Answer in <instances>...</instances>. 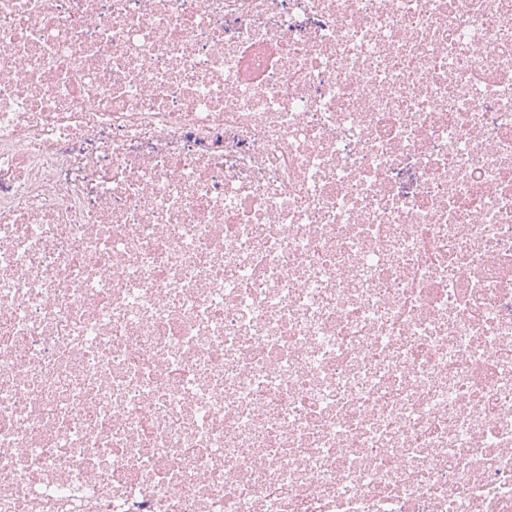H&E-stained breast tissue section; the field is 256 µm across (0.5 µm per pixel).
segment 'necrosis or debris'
Masks as SVG:
<instances>
[{"instance_id": "necrosis-or-debris-1", "label": "necrosis or debris", "mask_w": 512, "mask_h": 512, "mask_svg": "<svg viewBox=\"0 0 512 512\" xmlns=\"http://www.w3.org/2000/svg\"><path fill=\"white\" fill-rule=\"evenodd\" d=\"M0 512H512V0H0Z\"/></svg>"}]
</instances>
